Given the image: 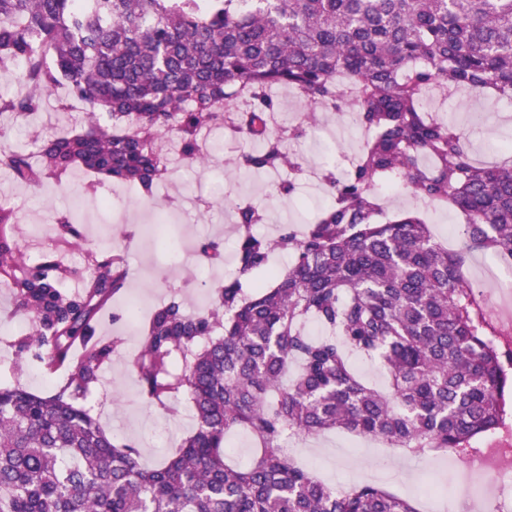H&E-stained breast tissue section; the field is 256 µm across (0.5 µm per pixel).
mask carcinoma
Here are the masks:
<instances>
[{
    "label": "carcinoma",
    "instance_id": "1",
    "mask_svg": "<svg viewBox=\"0 0 512 512\" xmlns=\"http://www.w3.org/2000/svg\"><path fill=\"white\" fill-rule=\"evenodd\" d=\"M8 60L24 62L23 92L0 95V139L61 86L63 109L83 106L80 131L0 154L30 188L81 169L93 191L112 183L151 198L170 173L165 135L202 166L215 150L202 131L224 126L259 143L239 166L299 171L269 113L229 111L232 94L263 100L279 85L315 106L351 104L370 136L346 178L324 174L334 201L303 230L266 238L252 231L258 210L236 208V270L212 308L190 314L170 301L153 311L140 393L160 405L187 396L195 418L163 464L143 466L74 397L0 387V512H418L372 483H325L285 441L339 428L412 456L467 455L506 426L512 357L462 268L476 250L512 266V165L474 164L466 135L432 117L423 95L444 86L512 100V0H0ZM341 75L355 85L350 101ZM394 181L465 217L460 249L414 211L380 221V187ZM52 225L67 244L83 237L71 211ZM17 226L0 203V286L51 372L125 288L126 259L102 249L82 267L54 252L28 264ZM275 250L293 256L287 269L272 267ZM197 252L218 264L224 241L205 238ZM67 280L82 293L63 295ZM109 354L87 351L75 391ZM354 354L380 365L388 390L353 371ZM237 431L258 449L244 467L228 463Z\"/></svg>",
    "mask_w": 512,
    "mask_h": 512
}]
</instances>
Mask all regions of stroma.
I'll list each match as a JSON object with an SVG mask.
<instances>
[{
  "instance_id": "1",
  "label": "stroma",
  "mask_w": 512,
  "mask_h": 512,
  "mask_svg": "<svg viewBox=\"0 0 512 512\" xmlns=\"http://www.w3.org/2000/svg\"><path fill=\"white\" fill-rule=\"evenodd\" d=\"M272 109L280 121L297 134L287 143L291 153L305 161L304 171L295 178V189L285 195L278 191L279 176L241 169L235 161L255 149L248 138L228 141L223 130L207 133L219 150L206 166H187L174 139H167L172 176L155 190V204H148L138 190L112 186L111 204L100 207L87 192V172L74 171L63 185L45 183L34 190L17 184L0 167V202L11 206L20 218L17 246L27 261H36L49 250L57 251L65 263L80 265L86 250L112 248L126 253L127 284L85 336L90 345L110 348L111 353L97 372L98 379L77 402L87 409L105 432L118 442L131 445L145 466L153 467L176 452L182 439L194 428L191 404L186 397L149 404L139 395L135 360L153 310L176 301L190 313L204 311L215 301L216 289L224 281L226 267L235 265L238 228L234 222L237 206L248 203L263 210L266 221L259 232L276 235L280 225L302 226L311 221L328 195L320 180L324 167L342 172L360 147L361 131L342 123L338 110L315 108L296 92L282 85L271 93ZM429 108L436 118L460 128L468 137L471 153L479 163L512 159L502 146L512 143V101L477 96L459 89L447 96L431 93ZM312 123H304L307 113ZM81 111H59L54 97H47L31 128H19L0 140V152L24 149L36 152L33 134L49 137L79 127ZM96 209L95 222L85 223L86 245L59 242L46 228L53 218L68 210ZM167 219L171 233L182 234L187 256L176 267H167L163 256L143 243L145 225ZM216 237L224 241V260L218 265L203 263L197 253L199 240ZM464 277L482 294L487 314L498 332L496 343L503 352L512 351V267L502 265L491 253H472L464 266ZM16 303L9 289L0 287V385H20L42 397L56 395L69 380L68 368L47 374L39 351L30 344L27 329L11 324ZM296 459L315 471L329 485L355 484L357 478L375 473L383 487L410 500L418 512L425 504L424 486L447 484L448 494L462 496V489L450 486L454 453L407 457L400 449L379 442L359 444L357 437L342 430L329 431L306 445L296 447Z\"/></svg>"
}]
</instances>
